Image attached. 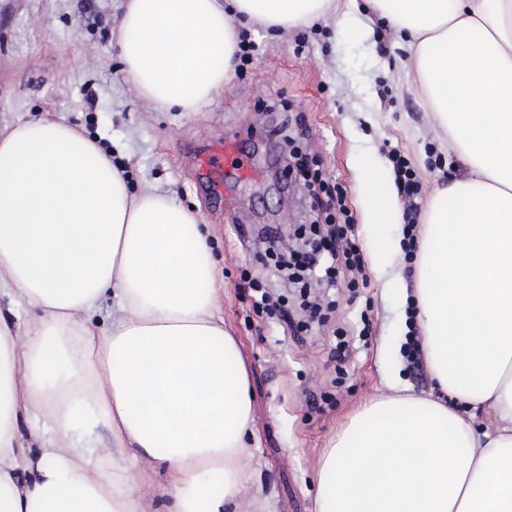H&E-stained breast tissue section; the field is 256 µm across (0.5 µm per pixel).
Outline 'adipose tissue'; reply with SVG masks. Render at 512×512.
Returning <instances> with one entry per match:
<instances>
[{
    "instance_id": "obj_1",
    "label": "adipose tissue",
    "mask_w": 512,
    "mask_h": 512,
    "mask_svg": "<svg viewBox=\"0 0 512 512\" xmlns=\"http://www.w3.org/2000/svg\"><path fill=\"white\" fill-rule=\"evenodd\" d=\"M406 38L466 177L435 184L414 301L442 399L370 402L322 457L317 512H512V0H367ZM340 0H123L116 45L160 109L230 79L238 22L306 27ZM200 217L83 130L0 128V512H233L252 455L247 368ZM102 329H94V320ZM485 423H478V416ZM106 435H99L97 426ZM156 463L149 461H140L136 468L143 470L144 478L150 486H146L143 490L148 501H151L153 508H156L161 500L160 495L156 493V488L166 486L171 480L169 471L155 466ZM153 465V466H152Z\"/></svg>"
}]
</instances>
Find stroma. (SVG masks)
Masks as SVG:
<instances>
[{
	"label": "stroma",
	"mask_w": 512,
	"mask_h": 512,
	"mask_svg": "<svg viewBox=\"0 0 512 512\" xmlns=\"http://www.w3.org/2000/svg\"><path fill=\"white\" fill-rule=\"evenodd\" d=\"M119 0H0V123L52 114L81 127L124 165L131 189L149 183L199 212L217 262L224 327L235 337L249 375L257 442L238 512L266 503L269 512H316L319 461L348 417L371 399L430 392L427 367H413L405 343L410 306L391 280L412 283L406 215L371 221L365 193L374 179L393 180L392 153L420 181V209L435 182L459 179L467 167L439 131L400 36L380 18L361 26L363 0L343 23L316 22L288 31L244 28L260 50L235 70L221 96L197 112L161 111L129 80L112 45ZM304 133L285 142L286 120ZM244 139L256 171L250 181L224 178V206L198 188L187 155L216 138ZM330 190L336 220L366 261L359 286H338L332 309L312 320L307 298L284 278L266 276L265 246L256 234L295 229L317 217L315 196ZM380 246V261L368 256ZM271 297L287 295L302 326L291 335L276 311L255 310L242 270Z\"/></svg>",
	"instance_id": "35a3bbf8"
}]
</instances>
